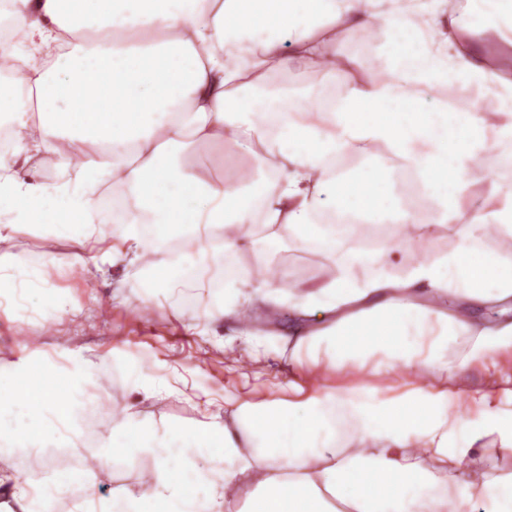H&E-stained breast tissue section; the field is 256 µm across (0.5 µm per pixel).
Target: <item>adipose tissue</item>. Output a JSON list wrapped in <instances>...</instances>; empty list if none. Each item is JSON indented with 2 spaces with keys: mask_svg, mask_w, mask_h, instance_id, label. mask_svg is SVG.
I'll return each mask as SVG.
<instances>
[{
  "mask_svg": "<svg viewBox=\"0 0 512 512\" xmlns=\"http://www.w3.org/2000/svg\"><path fill=\"white\" fill-rule=\"evenodd\" d=\"M476 3L0 0L7 85L25 95L0 113V244L47 225L88 281L106 239L164 254L144 309L187 276L244 335L285 307L330 317L281 337L285 394L226 398L203 437L98 420L80 471L152 458L122 512H228L242 495L249 512H443L452 490L512 512V474L484 464L492 433L512 457V375L496 372L512 363V8ZM285 239L320 256L316 275L279 283ZM477 370L487 388L463 391ZM103 371L165 387L119 352L67 377ZM0 462L23 497L52 473L23 448Z\"/></svg>",
  "mask_w": 512,
  "mask_h": 512,
  "instance_id": "ef3b65f1",
  "label": "adipose tissue"
}]
</instances>
